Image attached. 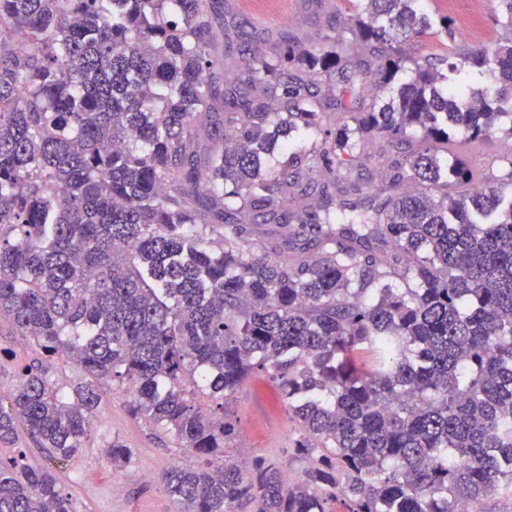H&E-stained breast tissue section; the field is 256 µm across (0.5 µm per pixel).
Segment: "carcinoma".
<instances>
[{"instance_id": "cac0c4a2", "label": "carcinoma", "mask_w": 512, "mask_h": 512, "mask_svg": "<svg viewBox=\"0 0 512 512\" xmlns=\"http://www.w3.org/2000/svg\"><path fill=\"white\" fill-rule=\"evenodd\" d=\"M223 9L0 0V324L42 356L0 400V444L22 426L74 459L111 383L198 459L163 476L179 512L512 501V153L479 175L448 154L512 138V0L476 48L423 0H340L243 64L238 24L217 54ZM60 361L80 382L52 380ZM258 378L301 432L295 483L229 458L225 408ZM0 512L74 510L20 451Z\"/></svg>"}]
</instances>
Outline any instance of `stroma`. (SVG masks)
I'll return each mask as SVG.
<instances>
[{
    "label": "stroma",
    "instance_id": "1",
    "mask_svg": "<svg viewBox=\"0 0 512 512\" xmlns=\"http://www.w3.org/2000/svg\"><path fill=\"white\" fill-rule=\"evenodd\" d=\"M224 8L258 37L285 31L312 34L329 21L328 14L309 0H226ZM38 357L26 337L8 326L0 327L1 398L8 397L16 384L18 367ZM127 400L125 389H105L89 447L62 471L74 512H177L159 477L172 466L195 465L197 459L173 439L159 437L144 421L132 417ZM229 411L237 420L245 457L287 463L290 478L300 476L304 463L291 457L297 427L270 384L256 379L244 385ZM115 437L123 441L128 456L118 468L105 450Z\"/></svg>",
    "mask_w": 512,
    "mask_h": 512
}]
</instances>
